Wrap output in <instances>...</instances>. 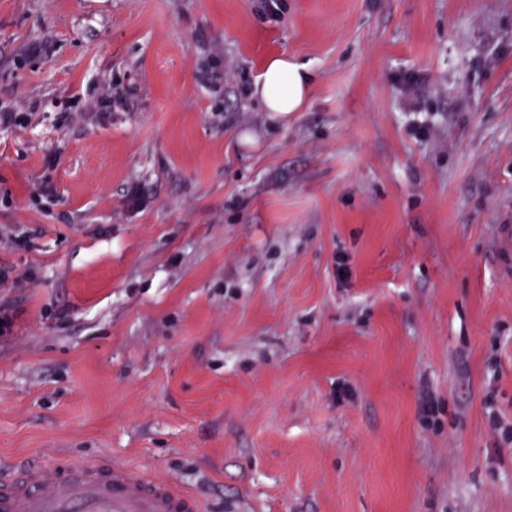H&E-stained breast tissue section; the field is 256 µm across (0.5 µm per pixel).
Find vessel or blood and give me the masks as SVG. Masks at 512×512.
Masks as SVG:
<instances>
[{
	"label": "vessel or blood",
	"mask_w": 512,
	"mask_h": 512,
	"mask_svg": "<svg viewBox=\"0 0 512 512\" xmlns=\"http://www.w3.org/2000/svg\"><path fill=\"white\" fill-rule=\"evenodd\" d=\"M492 259L512 280V224L493 228ZM0 512H202L198 499L123 464L63 462L0 475Z\"/></svg>",
	"instance_id": "1"
}]
</instances>
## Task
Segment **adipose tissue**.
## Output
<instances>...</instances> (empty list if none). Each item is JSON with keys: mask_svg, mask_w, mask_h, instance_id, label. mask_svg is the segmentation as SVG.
I'll list each match as a JSON object with an SVG mask.
<instances>
[{"mask_svg": "<svg viewBox=\"0 0 512 512\" xmlns=\"http://www.w3.org/2000/svg\"><path fill=\"white\" fill-rule=\"evenodd\" d=\"M312 86V76L306 66L287 56L270 57L252 94L271 120L284 122L289 115L301 111Z\"/></svg>", "mask_w": 512, "mask_h": 512, "instance_id": "ef3b65f1", "label": "adipose tissue"}]
</instances>
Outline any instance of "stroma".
I'll return each mask as SVG.
<instances>
[{
    "mask_svg": "<svg viewBox=\"0 0 512 512\" xmlns=\"http://www.w3.org/2000/svg\"><path fill=\"white\" fill-rule=\"evenodd\" d=\"M0 110V471L512 512V0H0ZM312 86L309 69L288 59V56L270 57L252 95L273 121L287 122L288 115L300 112ZM497 224L493 228L492 259L502 280H512V224Z\"/></svg>",
    "mask_w": 512,
    "mask_h": 512,
    "instance_id": "stroma-1",
    "label": "stroma"
}]
</instances>
